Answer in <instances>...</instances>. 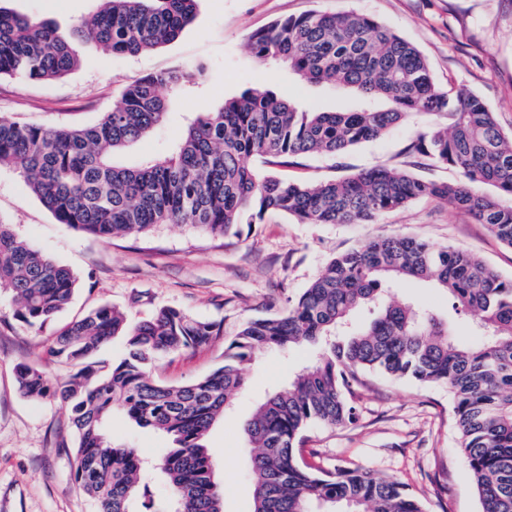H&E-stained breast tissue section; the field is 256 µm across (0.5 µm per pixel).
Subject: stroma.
I'll return each instance as SVG.
<instances>
[{"mask_svg":"<svg viewBox=\"0 0 512 512\" xmlns=\"http://www.w3.org/2000/svg\"><path fill=\"white\" fill-rule=\"evenodd\" d=\"M7 8L67 29L94 10L96 0H5ZM311 10L356 11L392 27L427 60L436 82L448 91L477 95L503 131H512V0H198L196 18L177 39L137 55L101 51L79 41V65L65 77L43 82L0 78V117L42 126H89L111 109L123 85L148 73L192 60L206 69L203 82L174 101L162 126L119 157L130 166L166 152L188 117L219 105L241 90L267 85L325 110L349 105V97L327 86H304L288 71L260 65L249 38L276 19ZM432 122L418 115L391 132L330 156L303 159L292 175L339 179L385 163L418 177L444 182L455 170L409 151L417 133ZM0 222L19 238L68 267L77 279L71 303L39 330L14 317L15 303L0 294V512H91L72 481L76 440L66 407L24 397L15 366L26 362L67 378L70 367L51 362L47 348L58 331L94 308L109 304L129 324L148 319L162 306L224 326V338L202 352L163 355L154 375L181 384L208 375L224 363V343L252 319L281 313L335 254L380 235L399 234L438 247L472 252L504 278H512V248L464 211L422 199L374 224H301L271 214L237 243L187 226L160 224L150 231L104 242L58 223L11 170H0ZM313 349L266 350L246 370L247 384L233 408L211 428L216 480L224 490L223 512H252L251 450L242 427L267 393L287 384L307 365ZM446 386L390 382L371 376L356 401L352 424L308 430V447L328 468L361 467L403 483L427 512H480L470 472L458 452ZM113 443L137 448L157 462L167 436L114 414Z\"/></svg>","mask_w":512,"mask_h":512,"instance_id":"35a3bbf8","label":"stroma"}]
</instances>
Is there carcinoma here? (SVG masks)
<instances>
[{"mask_svg":"<svg viewBox=\"0 0 512 512\" xmlns=\"http://www.w3.org/2000/svg\"><path fill=\"white\" fill-rule=\"evenodd\" d=\"M99 7L62 30L0 6V77L59 79L78 65L71 43L90 41L137 55L175 40L195 19L197 0H98ZM249 47L268 68L285 67L303 85L354 95L347 109L323 111L264 86L199 112L173 148L137 166L116 162L161 126L172 100L203 78L184 62L124 85L112 110L81 128H53L0 118V169L15 171L56 221L102 241L184 224L241 237L268 213L300 224H373L422 199L463 210L512 247V134L476 95L439 87L420 51L392 28L357 12L312 10L254 32ZM414 114L443 118L416 135L413 149L457 171L453 183L377 164L343 179L300 181L288 170L312 154L336 155L378 138ZM255 164L250 165L248 161ZM485 184L507 197L479 192ZM415 280L448 295L468 318L455 326L432 310L396 300L390 288ZM72 272L0 222V291L13 294L29 329L51 322L71 302ZM366 309L364 325L354 314ZM125 355L94 360L115 336ZM223 326L173 307L130 326L102 305L67 325L49 355L75 371L59 381L20 362L21 394L61 401L76 436L73 481L94 512H152L140 501L144 465L137 450L107 434L114 412L167 435L160 468L170 497L163 512H223L206 437L245 386V367L266 349L313 345V362L288 386L269 393L243 432L254 450L253 512H423L396 479L350 467L324 468L303 455L305 431L356 419L355 396L372 373L423 386L445 385L453 399L459 452L481 512H512V279L479 257L402 235L377 236L336 254L287 308L246 322L224 347V365L182 385L155 380L161 354L203 351Z\"/></svg>","mask_w":512,"mask_h":512,"instance_id":"cac0c4a2","label":"carcinoma"}]
</instances>
